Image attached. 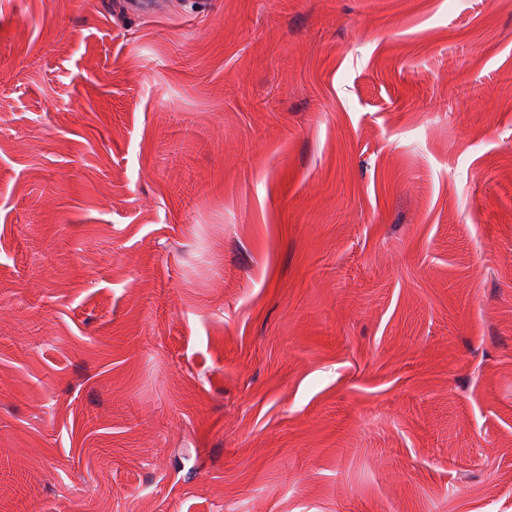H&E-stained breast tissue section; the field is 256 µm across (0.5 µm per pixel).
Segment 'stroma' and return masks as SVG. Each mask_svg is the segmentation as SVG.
Wrapping results in <instances>:
<instances>
[{"mask_svg": "<svg viewBox=\"0 0 512 512\" xmlns=\"http://www.w3.org/2000/svg\"><path fill=\"white\" fill-rule=\"evenodd\" d=\"M0 0V512H512V0Z\"/></svg>", "mask_w": 512, "mask_h": 512, "instance_id": "1", "label": "stroma"}]
</instances>
